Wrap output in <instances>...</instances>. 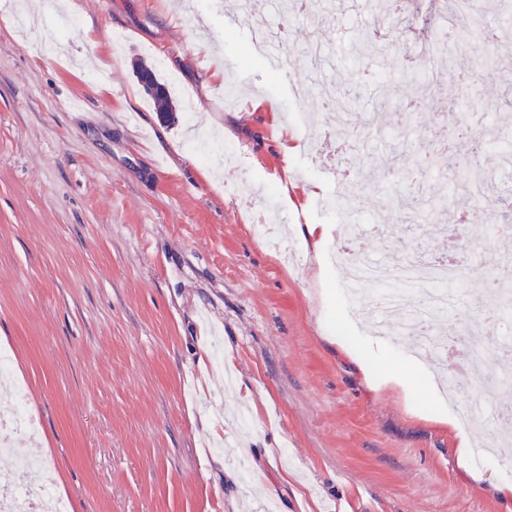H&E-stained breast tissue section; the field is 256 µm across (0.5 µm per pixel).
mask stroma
<instances>
[{
	"mask_svg": "<svg viewBox=\"0 0 512 512\" xmlns=\"http://www.w3.org/2000/svg\"><path fill=\"white\" fill-rule=\"evenodd\" d=\"M77 2L69 30L59 11L22 30L0 10V348L12 371L0 415L18 385L36 424L13 436L0 476L42 460L68 512H512L495 489L512 481V454L461 453L432 418L440 401L451 414L463 402L512 406V390L369 388L342 344L369 348L383 374L409 354L412 321L374 335L372 289L351 301L350 261L336 256L353 224L362 256L414 247L436 263L455 224L416 223L411 239L376 228L446 195L470 226L442 325L506 334L482 286L512 272V27L496 30L495 64L481 69L448 23L453 0H403L376 22L362 0L288 18L277 0H250L255 19L288 34L277 73L230 25L240 0ZM442 37L454 65L424 63L420 47ZM315 40L323 75L356 99L355 126L384 99L390 125L409 133L388 193L360 179L312 85L303 48ZM140 60L166 83L173 121L139 84ZM218 67L233 104L203 84ZM420 97L425 109L404 111ZM465 127L459 146L480 142L499 209L424 162ZM216 138L235 157L212 153ZM272 210L283 222L267 236L258 219ZM301 224L332 230L319 297ZM476 464L492 480L474 483Z\"/></svg>",
	"mask_w": 512,
	"mask_h": 512,
	"instance_id": "35a3bbf8",
	"label": "stroma"
}]
</instances>
